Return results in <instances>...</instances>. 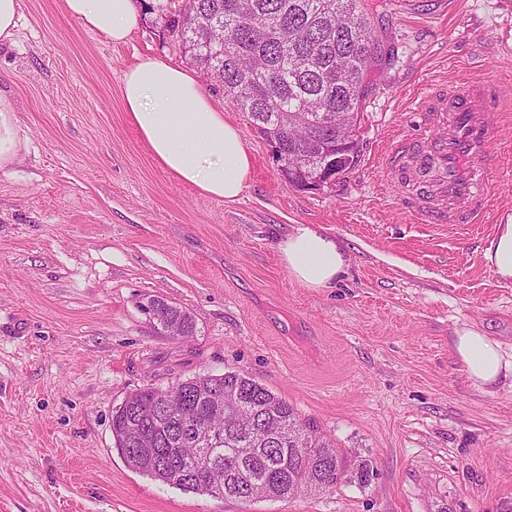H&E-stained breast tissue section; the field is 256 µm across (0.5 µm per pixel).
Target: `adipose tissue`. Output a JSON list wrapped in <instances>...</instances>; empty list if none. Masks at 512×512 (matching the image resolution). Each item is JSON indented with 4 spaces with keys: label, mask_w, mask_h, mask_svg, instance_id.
Listing matches in <instances>:
<instances>
[{
    "label": "adipose tissue",
    "mask_w": 512,
    "mask_h": 512,
    "mask_svg": "<svg viewBox=\"0 0 512 512\" xmlns=\"http://www.w3.org/2000/svg\"><path fill=\"white\" fill-rule=\"evenodd\" d=\"M63 9L116 44L127 42L141 21L133 0H63ZM121 96L163 169L217 199L233 200L245 190L251 162L242 132L225 120L189 70L139 58L123 73ZM20 146L16 106L0 92V168L14 161ZM279 254L293 279L307 288L332 286L345 267L336 240L306 224L280 242ZM452 349L477 387L512 379V353L477 328L457 327Z\"/></svg>",
    "instance_id": "adipose-tissue-1"
}]
</instances>
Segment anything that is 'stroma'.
Listing matches in <instances>:
<instances>
[{
  "instance_id": "stroma-1",
  "label": "stroma",
  "mask_w": 512,
  "mask_h": 512,
  "mask_svg": "<svg viewBox=\"0 0 512 512\" xmlns=\"http://www.w3.org/2000/svg\"><path fill=\"white\" fill-rule=\"evenodd\" d=\"M19 3L0 46L23 142L0 169V512H512V385L475 387L450 347L467 324L512 348V282L484 259L512 218V0H364L399 61L372 69L361 161L333 188L289 186L212 93L251 159L233 202L165 171L127 117L125 69L185 64L151 15L115 45L63 0ZM478 77L503 97L485 221L417 223L378 154L416 135L419 92ZM300 224L344 248L333 286L283 265L278 245ZM158 300L190 313L193 333L170 335ZM227 371L371 460V485L242 503L127 466L111 418L128 395Z\"/></svg>"
}]
</instances>
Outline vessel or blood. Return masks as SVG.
<instances>
[{"label":"vessel or blood","mask_w":512,"mask_h":512,"mask_svg":"<svg viewBox=\"0 0 512 512\" xmlns=\"http://www.w3.org/2000/svg\"><path fill=\"white\" fill-rule=\"evenodd\" d=\"M497 84L467 80L412 101L418 135L393 139L381 167L409 189L404 205L421 224H479L489 191L486 162L498 137L490 116Z\"/></svg>","instance_id":"b4317fda"}]
</instances>
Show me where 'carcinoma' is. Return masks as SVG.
<instances>
[{
    "instance_id": "obj_1",
    "label": "carcinoma",
    "mask_w": 512,
    "mask_h": 512,
    "mask_svg": "<svg viewBox=\"0 0 512 512\" xmlns=\"http://www.w3.org/2000/svg\"><path fill=\"white\" fill-rule=\"evenodd\" d=\"M182 55L247 115L251 128L285 162L279 173L307 189L321 172L354 169L367 94L365 75L396 61L380 24L363 0H155L146 5ZM156 318L189 334L190 315L166 304ZM160 388L131 393L112 412V434L132 448L126 427L141 409L155 407ZM177 412L157 423L143 419L157 448L181 473L173 485L213 494L209 470L222 465L224 497L249 502L304 490L371 485L368 459L337 448L285 399L257 381L227 371L179 382L171 391ZM223 427L218 445L198 449L192 428L200 420Z\"/></svg>"
}]
</instances>
